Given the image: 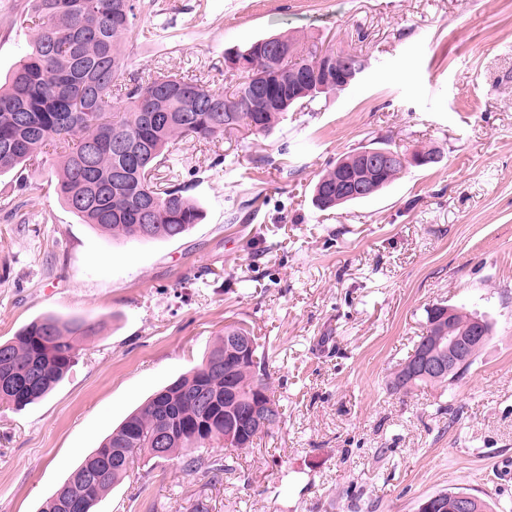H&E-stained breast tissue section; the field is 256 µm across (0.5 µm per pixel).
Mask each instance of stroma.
I'll use <instances>...</instances> for the list:
<instances>
[{
	"mask_svg": "<svg viewBox=\"0 0 512 512\" xmlns=\"http://www.w3.org/2000/svg\"><path fill=\"white\" fill-rule=\"evenodd\" d=\"M0 0V77L32 39ZM123 80L231 91L224 53L280 33L365 61L268 135L172 146L203 219L174 240L116 242L57 199L49 164L0 174V341L54 314L98 325L64 380L0 406V512H40L69 471L229 324L269 354L283 419L222 480L137 456L93 512H418L451 488L512 512V0H166L137 21ZM388 140L439 147L378 196L311 203L338 157ZM259 198L251 223L231 222ZM447 303L493 333L466 375L410 395L386 382Z\"/></svg>",
	"mask_w": 512,
	"mask_h": 512,
	"instance_id": "1",
	"label": "stroma"
}]
</instances>
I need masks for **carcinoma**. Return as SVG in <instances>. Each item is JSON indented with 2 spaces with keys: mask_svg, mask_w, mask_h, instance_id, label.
<instances>
[{
  "mask_svg": "<svg viewBox=\"0 0 512 512\" xmlns=\"http://www.w3.org/2000/svg\"><path fill=\"white\" fill-rule=\"evenodd\" d=\"M144 8V0H32L21 16L33 33L29 50L0 83V173L43 162L53 143L76 141L56 167L59 199L84 223L119 242L177 239L199 223L201 211L185 196L181 173L167 159L175 142L210 144L243 131L265 135L289 111L306 108L320 95L314 86L321 79L314 75L317 48L279 35L224 57L226 71L238 77L231 93L189 77L158 75L124 88L123 116L110 120L112 87L126 70L128 46L137 38L135 21ZM22 109L25 123L17 118ZM150 112L164 120L148 123ZM117 140L134 142L136 153L128 158L117 153ZM360 153L356 149L320 173L312 196L318 210L341 206L336 170H359ZM410 167L407 161L376 175L370 195ZM147 195L156 197V204L145 221L139 202ZM426 320L419 344L437 353L448 350L450 337L469 336L478 327L491 333L486 318L461 308L450 318L443 303L428 308ZM95 333L91 321L47 315L0 342V403L21 410L46 396L73 366L76 340ZM477 354L471 350L447 377L415 372L409 355L388 388L409 394L422 385L447 386L469 371ZM255 355L256 362L241 364L218 337L199 366L155 393L75 466L41 512H66L63 500L73 498L85 504L81 512H93L162 427L173 431L166 459L220 477L226 465L209 447L224 440V431L239 432L230 445L244 451L281 420L262 345H256ZM257 397L274 407L275 421L265 429L242 417Z\"/></svg>",
  "mask_w": 512,
  "mask_h": 512,
  "instance_id": "1",
  "label": "carcinoma"
}]
</instances>
